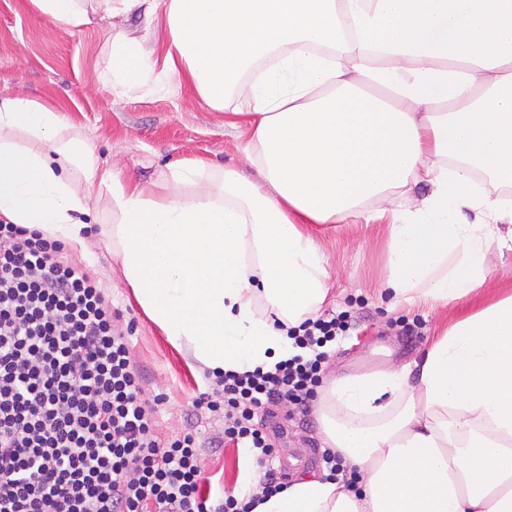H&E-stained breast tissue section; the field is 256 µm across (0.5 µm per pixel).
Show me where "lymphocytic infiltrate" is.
<instances>
[{
	"mask_svg": "<svg viewBox=\"0 0 512 512\" xmlns=\"http://www.w3.org/2000/svg\"><path fill=\"white\" fill-rule=\"evenodd\" d=\"M344 316H319L288 336L299 355L273 369L217 374L221 439L263 468L267 494L284 489L276 450L257 423L273 408L306 411L328 342ZM128 333L97 280L65 245L0 222V512H250L246 495L212 501L202 444L188 428L163 438Z\"/></svg>",
	"mask_w": 512,
	"mask_h": 512,
	"instance_id": "obj_1",
	"label": "lymphocytic infiltrate"
}]
</instances>
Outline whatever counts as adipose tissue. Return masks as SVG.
Segmentation results:
<instances>
[{
  "mask_svg": "<svg viewBox=\"0 0 512 512\" xmlns=\"http://www.w3.org/2000/svg\"><path fill=\"white\" fill-rule=\"evenodd\" d=\"M59 27L142 11L163 32L119 30L102 86L122 97L174 77L246 125L257 172L204 162L152 187L120 178L64 116L0 99V219L82 252L103 232L145 315L201 371L270 369L289 328L316 318L331 274L312 227L384 229L393 302L445 308L512 250V0H29ZM247 101L232 106V93ZM24 132L41 149H17ZM426 183L431 193L412 196ZM392 207H385L387 199ZM487 216L463 224L462 210ZM321 440L356 470L299 478L252 512H512V293L446 326L422 358L332 379Z\"/></svg>",
  "mask_w": 512,
  "mask_h": 512,
  "instance_id": "ef3b65f1",
  "label": "adipose tissue"
}]
</instances>
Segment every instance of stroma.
I'll use <instances>...</instances> for the list:
<instances>
[{"mask_svg": "<svg viewBox=\"0 0 512 512\" xmlns=\"http://www.w3.org/2000/svg\"><path fill=\"white\" fill-rule=\"evenodd\" d=\"M144 15L94 19L67 30L37 16L28 0H0V97L27 98L58 110L83 132L102 160L142 186H151L170 170L203 160L255 177L245 147V128H231L223 113L209 109L189 88L169 79L118 98L103 89L99 75L107 64L106 41L112 29H145ZM317 236L333 275L334 287L324 312H348L351 326L335 341L323 365V378L369 372L393 361L409 363L422 356L445 326L489 300L512 290V251H491L488 260L498 275L485 288L444 311L391 306L377 284L385 254L377 224H328ZM86 253L72 258L94 275L114 311L134 321L132 353L145 373L146 391L164 394L156 424L170 436L195 426L205 449V476L212 496L239 494L253 468L243 450L226 445L209 448L224 420L194 408L210 384L172 348L135 304L123 280L121 264L110 245L91 236ZM266 433L277 450L273 466L279 477H323L324 451L316 411L289 418L275 408Z\"/></svg>", "mask_w": 512, "mask_h": 512, "instance_id": "obj_1", "label": "stroma"}]
</instances>
